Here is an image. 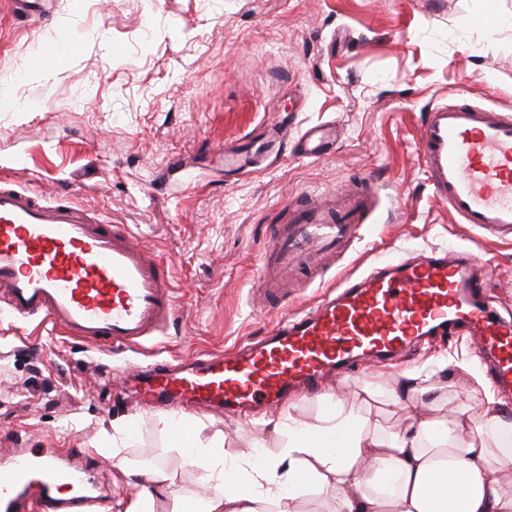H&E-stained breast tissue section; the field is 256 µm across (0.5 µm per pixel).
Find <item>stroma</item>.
Returning a JSON list of instances; mask_svg holds the SVG:
<instances>
[{"instance_id":"35a3bbf8","label":"stroma","mask_w":512,"mask_h":512,"mask_svg":"<svg viewBox=\"0 0 512 512\" xmlns=\"http://www.w3.org/2000/svg\"><path fill=\"white\" fill-rule=\"evenodd\" d=\"M492 14L512 16V0H50L20 16L0 0V77L13 78L0 93V179L23 172L43 200L70 199L128 228L170 259L180 305L161 344L99 350L11 319L0 302V455L56 448L87 457L103 512H118L128 469H163L175 498L201 500L212 492L206 472L164 430V410L126 393L121 370L240 347L340 276L432 248L481 255L493 270L490 292L512 311V244L457 223L418 158L430 105L467 96L512 110V26L486 25ZM41 41L73 49L33 75L28 59ZM278 117L292 137L324 126L336 138L317 157L225 171V152L259 150ZM364 176L378 187L374 228L318 271L298 270L290 295L269 307L259 290L289 202L357 189ZM472 350L466 338L442 337L287 407L313 423L337 401H361L393 432L398 407L365 400L364 378L386 392L404 374L430 370L448 387L449 417L457 401L477 407L486 392L468 374L434 366ZM279 414L182 423L202 439L222 437L226 455L261 443L275 456L281 441L266 422ZM121 423L132 436L116 445Z\"/></svg>"}]
</instances>
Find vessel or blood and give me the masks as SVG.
Masks as SVG:
<instances>
[{
	"label": "vessel or blood",
	"mask_w": 512,
	"mask_h": 512,
	"mask_svg": "<svg viewBox=\"0 0 512 512\" xmlns=\"http://www.w3.org/2000/svg\"><path fill=\"white\" fill-rule=\"evenodd\" d=\"M433 195L459 223L512 241V112L460 97L431 107L418 134ZM372 194L291 205L269 247L281 267L308 262L367 223ZM467 252L431 249L343 277L306 309L281 314L266 335L233 357L204 354L182 367L153 363L129 375L143 400L198 412L248 411L317 389L354 362L385 364L426 336L466 330L512 389V325L487 307L486 280ZM171 264L113 232L72 202H45L0 182V294L11 317H40L95 347H135L177 316ZM97 498L76 455L17 448L0 460V512H81Z\"/></svg>",
	"instance_id": "obj_1"
}]
</instances>
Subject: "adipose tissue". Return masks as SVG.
<instances>
[{
  "instance_id": "1",
  "label": "adipose tissue",
  "mask_w": 512,
  "mask_h": 512,
  "mask_svg": "<svg viewBox=\"0 0 512 512\" xmlns=\"http://www.w3.org/2000/svg\"><path fill=\"white\" fill-rule=\"evenodd\" d=\"M446 397L429 375H405L390 393L403 411L391 434L341 401L315 423L280 417L274 430L288 437L275 458L228 457L222 440L192 438L215 492L177 512H300L298 491L310 481L330 497V512H512V448L500 441L512 419L491 398L439 417ZM172 481L159 469L139 474L123 512H159Z\"/></svg>"
}]
</instances>
